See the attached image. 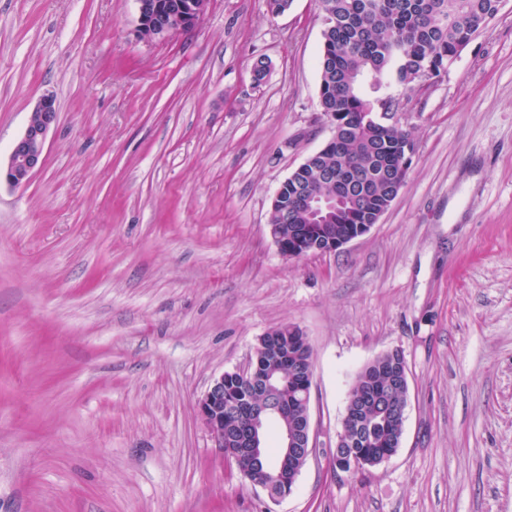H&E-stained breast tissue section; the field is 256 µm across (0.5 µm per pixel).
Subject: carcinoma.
<instances>
[{"mask_svg": "<svg viewBox=\"0 0 512 512\" xmlns=\"http://www.w3.org/2000/svg\"><path fill=\"white\" fill-rule=\"evenodd\" d=\"M500 0H326L323 11V45L319 60L320 106L323 113H336V150L318 158L297 174L296 181L325 193L319 170L334 166L339 173H355L350 192L336 207L333 224L340 235L357 217L379 207L386 194L387 175L398 170L400 157L414 150L410 133L385 125L374 116V103L363 90L370 76L378 86L387 72L397 82L412 86L426 74L438 76L447 68L456 46L472 36L498 12ZM312 363V350L285 362L263 355L262 370L285 375L303 372ZM392 352L375 356L356 374L346 408L352 411L347 452L360 456L366 465L391 454L404 432V421L396 419L388 430L378 429L359 439L356 425L367 418L373 406L364 396L398 408L408 404L409 389L395 384L386 370ZM295 385L284 387L276 399L288 406L285 421L304 413L294 401Z\"/></svg>", "mask_w": 512, "mask_h": 512, "instance_id": "1", "label": "carcinoma"}]
</instances>
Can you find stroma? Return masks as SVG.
<instances>
[{
  "label": "stroma",
  "mask_w": 512,
  "mask_h": 512,
  "mask_svg": "<svg viewBox=\"0 0 512 512\" xmlns=\"http://www.w3.org/2000/svg\"><path fill=\"white\" fill-rule=\"evenodd\" d=\"M137 25L136 0H0V164L41 96L59 109L43 166L0 183V512H512V0L426 85L370 90L414 141L406 182L293 260L267 224L331 135L319 0ZM283 324L313 350L317 441L275 502L198 403ZM390 350L401 446L335 471L352 380Z\"/></svg>",
  "instance_id": "obj_1"
}]
</instances>
